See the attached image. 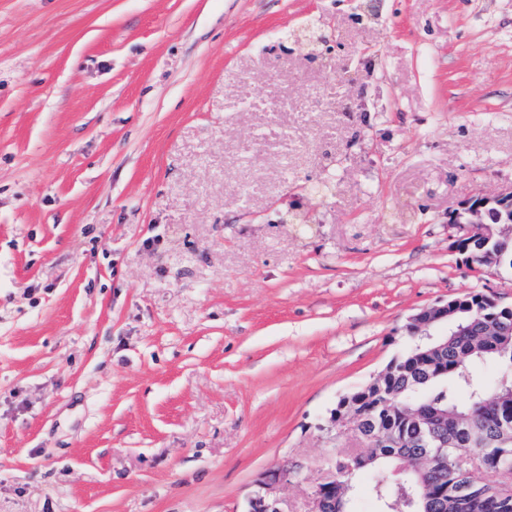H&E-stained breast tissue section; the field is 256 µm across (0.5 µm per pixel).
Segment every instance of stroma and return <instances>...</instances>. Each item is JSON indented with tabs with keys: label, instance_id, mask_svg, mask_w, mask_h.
<instances>
[{
	"label": "stroma",
	"instance_id": "1",
	"mask_svg": "<svg viewBox=\"0 0 512 512\" xmlns=\"http://www.w3.org/2000/svg\"><path fill=\"white\" fill-rule=\"evenodd\" d=\"M509 189L512 0H0V512H307ZM285 38L293 39L294 43L301 45L310 53L323 51L322 46L325 42L321 30L317 26H307L289 35L286 34ZM288 482V472L272 470L263 473L256 481V489L248 498V508L244 512H288L282 507L277 495L281 483Z\"/></svg>",
	"mask_w": 512,
	"mask_h": 512
}]
</instances>
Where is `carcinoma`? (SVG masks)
<instances>
[{
  "label": "carcinoma",
  "instance_id": "cac0c4a2",
  "mask_svg": "<svg viewBox=\"0 0 512 512\" xmlns=\"http://www.w3.org/2000/svg\"><path fill=\"white\" fill-rule=\"evenodd\" d=\"M475 266L488 265L512 271V237L495 240L476 233L461 244ZM461 321L492 324L494 336H475L433 353L412 346L400 353L381 383V391L359 396L338 406L331 421L341 425L355 419L360 433L369 428L387 436L384 451L368 466L350 462L336 469V489L348 512H356L351 500L360 474L373 472L371 494L380 512H512V442L493 450L470 433V428L495 433L501 422H512V380L495 381L480 373L492 366L512 375V309L492 305L479 293H470L452 303ZM433 409L448 412L439 427L448 437V447L435 448L424 441L435 422ZM400 469L401 483L387 473Z\"/></svg>",
  "mask_w": 512,
  "mask_h": 512
}]
</instances>
